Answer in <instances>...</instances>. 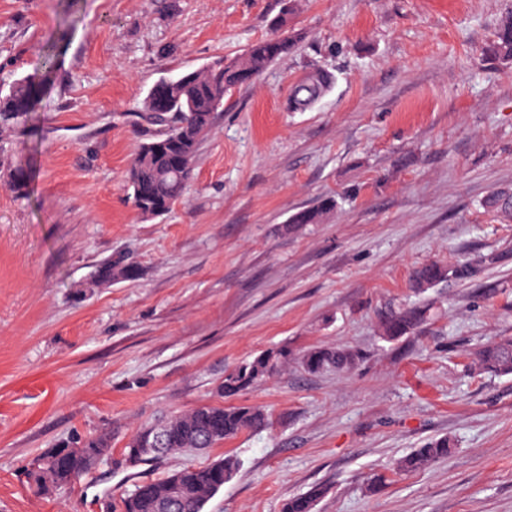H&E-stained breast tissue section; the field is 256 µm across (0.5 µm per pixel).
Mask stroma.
<instances>
[{"label":"stroma","instance_id":"obj_1","mask_svg":"<svg viewBox=\"0 0 512 512\" xmlns=\"http://www.w3.org/2000/svg\"><path fill=\"white\" fill-rule=\"evenodd\" d=\"M295 5L301 40L225 96L182 199L144 221L124 181L148 90L244 54L282 0H0V84L37 74L69 31L51 87L0 142V512H116L135 485L225 455L241 468L206 512H283L316 484L314 512H512V374L472 362L512 336V224L480 206L512 186V64L480 56L512 0ZM313 64L332 89L288 111ZM327 195L328 221L290 224ZM120 254L138 277L95 284ZM433 260L476 274L413 292ZM415 302L426 325L381 339L383 315ZM315 345L358 359L311 374L296 358ZM280 347L292 362L239 398L266 429L123 465L137 427L220 403L225 370ZM100 434L107 461L72 487L28 484L45 450ZM443 436L448 458L367 492Z\"/></svg>","mask_w":512,"mask_h":512}]
</instances>
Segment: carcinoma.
I'll use <instances>...</instances> for the list:
<instances>
[{"label": "carcinoma", "instance_id": "obj_1", "mask_svg": "<svg viewBox=\"0 0 512 512\" xmlns=\"http://www.w3.org/2000/svg\"><path fill=\"white\" fill-rule=\"evenodd\" d=\"M301 34H290L281 20L274 22L272 34L253 43L246 54L233 59L218 58L194 71L170 77L172 99L167 112L150 114V98H145L140 117L159 130L140 142L128 169L126 187L133 208L144 220L168 213L180 200L192 177L200 145L210 130L215 113L224 108V97L233 88L251 83L278 58L288 54ZM65 37L50 43L39 78L22 77L0 89V138L9 135L14 124L32 111L35 102L50 85L53 75L65 53ZM485 55L503 64L512 62V13L498 23L493 40L485 48ZM330 72L313 68L291 89L288 108L303 112L317 103L331 88ZM174 151L183 158L182 167L172 169L168 154ZM483 206L504 224L512 223V187L493 192ZM336 210L332 197L321 199L315 205L291 216V224H321ZM473 274L468 263L454 266L438 262L418 268L413 276V288L424 290L447 279L466 280ZM138 276L136 265L124 258L109 259L100 265L97 282L133 280ZM428 310L413 305L388 313L379 325V335L385 341H397L416 333L427 320ZM308 372L326 369L346 371L355 363V353L347 348L318 345L298 358ZM288 365V351H265L242 362L224 373L219 392L228 397L239 396ZM479 371L494 375L512 374V338L494 341L475 354ZM167 433L166 450L147 454L153 424L139 426L127 442L123 457L137 458V463L152 462L168 455L202 453L239 435L246 430H260L269 426V416L258 406H224L207 404L172 414L162 421ZM109 450L107 437L101 435L81 442V449L67 453L61 448H50L38 457L27 470L28 483L40 487L50 478L53 486L65 487L76 474L89 473L95 457ZM448 456V439H432L402 458L392 469L393 474L422 470ZM240 468V460L226 456L204 466H185L161 478L137 486L121 500V512H162L173 487L181 488L183 502L176 512H203L205 505L231 481ZM324 494L315 485L306 493L294 496L285 503L283 512H314L316 502Z\"/></svg>", "mask_w": 512, "mask_h": 512}]
</instances>
